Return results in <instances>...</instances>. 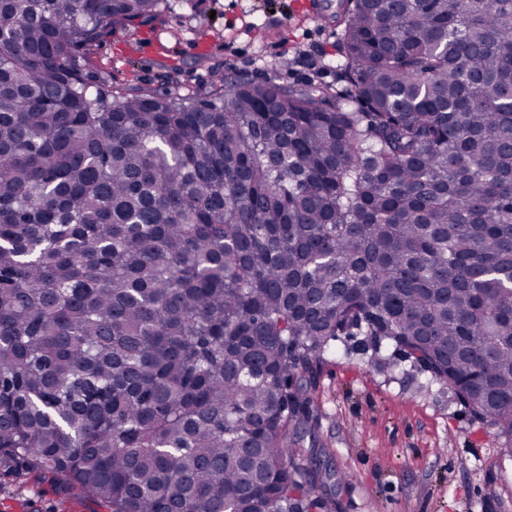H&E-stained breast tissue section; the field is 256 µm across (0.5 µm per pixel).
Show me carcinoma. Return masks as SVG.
I'll return each instance as SVG.
<instances>
[{
	"mask_svg": "<svg viewBox=\"0 0 512 512\" xmlns=\"http://www.w3.org/2000/svg\"><path fill=\"white\" fill-rule=\"evenodd\" d=\"M165 0H0V470L109 512H332L351 336L512 456V0H342L341 85L92 71Z\"/></svg>",
	"mask_w": 512,
	"mask_h": 512,
	"instance_id": "1",
	"label": "carcinoma"
}]
</instances>
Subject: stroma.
I'll list each match as a JSON object with an SVG mask.
<instances>
[{"instance_id": "obj_1", "label": "stroma", "mask_w": 512, "mask_h": 512, "mask_svg": "<svg viewBox=\"0 0 512 512\" xmlns=\"http://www.w3.org/2000/svg\"><path fill=\"white\" fill-rule=\"evenodd\" d=\"M336 0H171L158 20L116 31L92 67L131 91L196 96L213 73L336 83ZM358 337L323 362L311 392L316 462L336 512H512V459L495 427L446 383L404 361L387 369ZM0 512H107L57 478L0 471Z\"/></svg>"}]
</instances>
